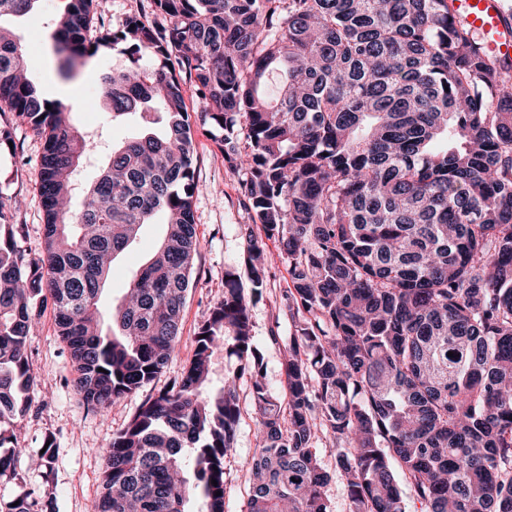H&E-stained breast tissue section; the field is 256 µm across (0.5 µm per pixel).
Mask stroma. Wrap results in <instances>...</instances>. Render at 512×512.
Listing matches in <instances>:
<instances>
[{"mask_svg":"<svg viewBox=\"0 0 512 512\" xmlns=\"http://www.w3.org/2000/svg\"><path fill=\"white\" fill-rule=\"evenodd\" d=\"M66 0H40L37 8L21 18L6 19L20 38L27 74L44 94L53 100L80 103L71 121L84 131L97 135L96 158L84 159L79 170L83 184L98 175L101 159L113 147L141 130H158L164 123L161 113L146 117L111 120L105 110L101 76L123 68L127 59L112 51L92 60L72 79L59 72V57L51 34L63 13ZM224 136L216 126L193 125L195 157L193 210L201 248L195 255L191 281L182 312L179 341L164 371L134 395L113 403L108 410H92L74 386L76 372L66 344L57 334L52 310H45L39 332L28 344L34 374L31 411L17 424L15 433L24 453L16 463L15 475L0 476V502L9 503L21 492L31 494L32 512H43L52 502V512H92L101 492L103 459L97 451L106 447L123 429L138 405L147 397L167 389L189 366L199 327L211 308L224 296V273L236 271L243 295L250 306L253 343L263 356L266 382L274 395L284 397L286 376L282 364L283 341L295 333L294 321L284 306L291 288L288 264L277 241L266 238L247 208L244 171L231 168L224 160L219 143ZM42 139L27 124L12 126L11 147L0 150V201L16 207L18 220L25 226L23 247L40 253L44 219L38 192ZM163 227L147 225L136 243L119 262V273L105 284L103 305L124 294L131 276L156 249ZM263 241L269 278L261 293H254L245 265L249 239ZM281 341L273 343L271 332ZM237 376L241 420L235 450L224 462V512H246L250 493L248 463L257 448L251 403L249 375L240 374L236 357L217 352L211 362L210 386L220 389L227 377ZM52 444L53 457L47 465L36 460L45 444Z\"/></svg>","mask_w":512,"mask_h":512,"instance_id":"1","label":"stroma"}]
</instances>
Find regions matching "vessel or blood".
Instances as JSON below:
<instances>
[{
  "mask_svg": "<svg viewBox=\"0 0 512 512\" xmlns=\"http://www.w3.org/2000/svg\"><path fill=\"white\" fill-rule=\"evenodd\" d=\"M454 7L492 54L512 63V15L504 0H455Z\"/></svg>",
  "mask_w": 512,
  "mask_h": 512,
  "instance_id": "b4317fda",
  "label": "vessel or blood"
}]
</instances>
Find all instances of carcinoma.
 <instances>
[{"instance_id": "cac0c4a2", "label": "carcinoma", "mask_w": 512, "mask_h": 512, "mask_svg": "<svg viewBox=\"0 0 512 512\" xmlns=\"http://www.w3.org/2000/svg\"><path fill=\"white\" fill-rule=\"evenodd\" d=\"M37 2L0 0V19ZM103 2L68 0L53 33L61 72L119 51L128 64L102 77L106 111L162 112L166 129L112 149L74 210L87 142L23 76L22 47L0 26V117L43 140L45 217L35 257L0 202V471L22 452L12 426L31 406L27 346L44 308L96 411L149 384L175 350L200 246L187 77L198 122L224 129L253 219L288 262V415L227 271L189 367L101 449L93 512H189L196 497L224 512L240 408L235 379L209 389L218 350L251 380L247 512H332L322 440L352 512H409L405 487L420 512H512V63L485 51L453 0H153L158 21L133 15L116 30L96 26ZM158 214L165 235L105 331V282ZM263 253L249 240L256 291Z\"/></svg>"}]
</instances>
